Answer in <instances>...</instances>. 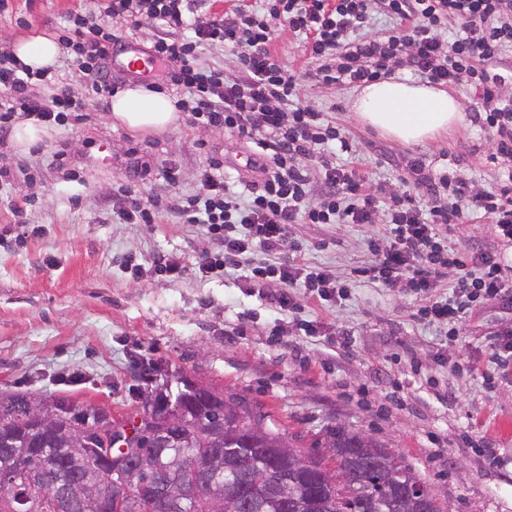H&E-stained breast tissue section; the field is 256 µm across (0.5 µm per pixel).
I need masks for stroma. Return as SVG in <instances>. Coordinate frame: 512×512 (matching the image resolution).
<instances>
[{
  "instance_id": "stroma-1",
  "label": "stroma",
  "mask_w": 512,
  "mask_h": 512,
  "mask_svg": "<svg viewBox=\"0 0 512 512\" xmlns=\"http://www.w3.org/2000/svg\"><path fill=\"white\" fill-rule=\"evenodd\" d=\"M85 3L9 0L0 42L59 33ZM273 48L301 75L304 101L352 144L353 154L338 161L391 189L415 157L427 175L455 172L496 189L503 167L486 160L492 133L471 122L418 144L397 143L356 123L354 86L306 77L310 63L287 27L277 26ZM45 131L25 152L12 139L0 143L13 173L0 189V397L63 399L128 419L141 413L148 393L175 389L183 374L262 404L272 424L300 436L303 450L340 423L403 455L453 512H512V359L489 361L496 335L512 330L511 309L480 303L450 340L447 329L422 321L425 294L382 288L360 274L379 224L289 225L302 260L335 274L348 297L333 304L298 288L295 306L273 308L267 295L277 282L262 288L236 272H198L215 246L204 225L169 215L122 224L109 206L113 189L127 182L144 198L166 197L163 171L171 165L180 171V193L201 192L198 172L211 156L222 161L225 180L245 178L254 144L183 119L134 131L113 124L106 110ZM61 148L70 164L50 165ZM138 157L150 162L149 176L135 173ZM447 237L451 248L494 251L512 266V245L487 219L470 216L449 226ZM158 255L179 258L184 272H155L149 261ZM313 319L324 329L305 335ZM448 356L455 367L444 365Z\"/></svg>"
}]
</instances>
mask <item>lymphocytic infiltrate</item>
I'll use <instances>...</instances> for the list:
<instances>
[{
  "mask_svg": "<svg viewBox=\"0 0 512 512\" xmlns=\"http://www.w3.org/2000/svg\"><path fill=\"white\" fill-rule=\"evenodd\" d=\"M210 9L211 0H93L92 9L69 13L60 40L85 85L83 99L64 85L41 94L46 72L31 71L0 48V139L21 117L63 126L79 120L89 104L107 105L118 90L103 72L118 41L113 25L156 24L161 32L152 55L171 67L177 108L191 124L255 141L260 154L250 163L255 179L243 194L225 185L214 157L199 172L202 193L193 196L146 203L132 187L119 186L112 212L122 223L154 224L173 211L186 223L207 225L222 247L203 257L199 273L243 268L258 284L276 278L282 288L273 300L282 308L292 303L295 284L324 301L346 298L326 268L281 261V254L298 250L288 237L292 224L383 221V234L368 242L371 260L363 273L386 288L426 293L455 265L451 296L433 298L425 309L431 323L453 326L479 300L512 297V281L495 252L452 256L440 236L442 225L479 213L497 237L512 243V169L493 191L477 190L458 174L421 180L422 203L407 191L366 186L359 171L325 153L331 144L347 154L353 146L302 100L295 75L272 49V23L279 20L302 38L318 80L367 83L398 67L446 86L468 79L479 94L474 122L495 133L488 155L495 164L512 160V96L505 92L512 85V0H262L261 7L242 4L230 14L214 16ZM376 11L394 19L397 32L368 35ZM452 21L463 32L448 41L442 31ZM217 46L236 54V71L202 64L204 50ZM256 249L277 256V263L242 267V256Z\"/></svg>",
  "mask_w": 512,
  "mask_h": 512,
  "instance_id": "1",
  "label": "lymphocytic infiltrate"
}]
</instances>
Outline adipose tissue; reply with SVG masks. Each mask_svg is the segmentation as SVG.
<instances>
[{"mask_svg": "<svg viewBox=\"0 0 512 512\" xmlns=\"http://www.w3.org/2000/svg\"><path fill=\"white\" fill-rule=\"evenodd\" d=\"M60 49L45 35L16 42L14 53L31 70L53 68ZM356 119L380 134L403 143H420L465 126L462 104L430 84L391 76L362 86L352 103ZM113 120L134 130L159 131L175 124L179 114L162 91L138 84L118 91L110 101Z\"/></svg>", "mask_w": 512, "mask_h": 512, "instance_id": "obj_1", "label": "adipose tissue"}]
</instances>
